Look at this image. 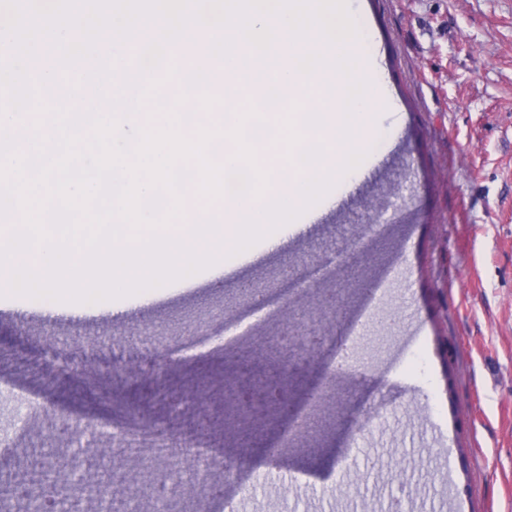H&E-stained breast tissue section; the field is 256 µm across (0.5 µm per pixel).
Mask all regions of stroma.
<instances>
[{
	"label": "stroma",
	"instance_id": "1",
	"mask_svg": "<svg viewBox=\"0 0 512 512\" xmlns=\"http://www.w3.org/2000/svg\"><path fill=\"white\" fill-rule=\"evenodd\" d=\"M371 36L392 99L377 120L387 154L329 212L224 276L222 292L173 282L151 302L119 303L92 317H52L0 298V488L41 448L71 456L65 428L122 426L131 407L165 415L151 390H190L206 364L207 394L224 387L243 348L256 367L277 366L295 395L332 387L319 425L282 445L286 423L261 424L244 459L217 421L209 434L231 469L207 512H512V0H351ZM381 221L377 236L367 225ZM268 290L253 309L241 284ZM328 310L324 367L307 353L268 350L278 312ZM214 311L223 344L198 351L183 335L193 314ZM165 327L182 366L134 384L122 361L100 373L102 394L81 375L79 344L115 342L144 325ZM72 341L67 362L41 354L47 334ZM239 344H230V337ZM35 417L17 421L19 401Z\"/></svg>",
	"mask_w": 512,
	"mask_h": 512
}]
</instances>
